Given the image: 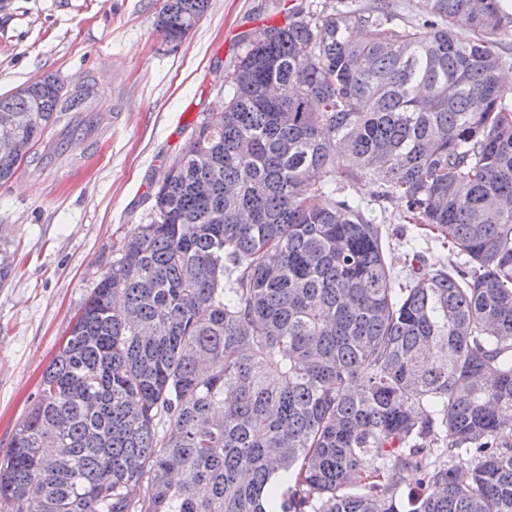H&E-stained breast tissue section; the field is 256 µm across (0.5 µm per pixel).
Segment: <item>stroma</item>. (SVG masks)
Segmentation results:
<instances>
[{"mask_svg":"<svg viewBox=\"0 0 512 512\" xmlns=\"http://www.w3.org/2000/svg\"><path fill=\"white\" fill-rule=\"evenodd\" d=\"M164 0H0V94L53 73L89 89L96 121L68 144L46 132L0 182V458L34 404L42 373L112 261V244L149 223L170 160L203 114L224 107L223 76L243 34L284 23L291 0H210L197 26L167 43Z\"/></svg>","mask_w":512,"mask_h":512,"instance_id":"35a3bbf8","label":"stroma"}]
</instances>
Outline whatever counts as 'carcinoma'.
<instances>
[{
    "label": "carcinoma",
    "instance_id": "obj_1",
    "mask_svg": "<svg viewBox=\"0 0 512 512\" xmlns=\"http://www.w3.org/2000/svg\"><path fill=\"white\" fill-rule=\"evenodd\" d=\"M207 8L165 0L155 27L178 42ZM424 11L300 0L241 36L224 111L43 372L0 462L4 512H512L506 28L497 0ZM61 85L0 97L17 139L78 132L90 92ZM17 169L0 142V181ZM366 180L448 265L405 273L421 251L397 259L336 196Z\"/></svg>",
    "mask_w": 512,
    "mask_h": 512
}]
</instances>
